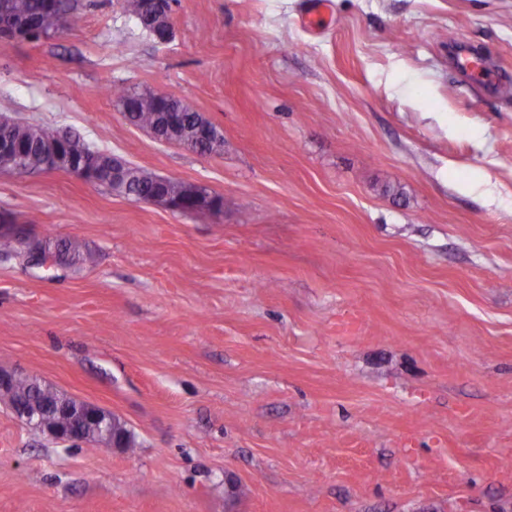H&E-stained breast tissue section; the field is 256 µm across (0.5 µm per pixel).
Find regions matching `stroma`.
<instances>
[{
	"label": "stroma",
	"instance_id": "35a3bbf8",
	"mask_svg": "<svg viewBox=\"0 0 512 512\" xmlns=\"http://www.w3.org/2000/svg\"><path fill=\"white\" fill-rule=\"evenodd\" d=\"M81 4L0 43V113L224 210L0 170V214L96 257L0 253V369L135 441L0 406V512H512V0H173L165 42ZM121 88L180 98L223 151L129 124ZM454 63L457 70L464 75L481 78L489 83L493 82V74L487 65L464 50L456 54ZM153 175L139 167H133L128 190L133 196H138L137 201H147L160 205L175 212L208 211L222 213L223 207L218 205L212 197H203L202 190L195 187H185L179 192H161L147 197L153 188ZM59 397L61 400L52 406L39 407L32 401V409L21 408L23 418L19 417L14 406L12 410L17 418L35 425L42 433L57 441L84 442L83 428L86 425L91 426L100 439L110 438V425L114 418L109 412L95 405L77 402L61 395ZM46 414H54L59 419L48 422L45 419Z\"/></svg>",
	"mask_w": 512,
	"mask_h": 512
}]
</instances>
